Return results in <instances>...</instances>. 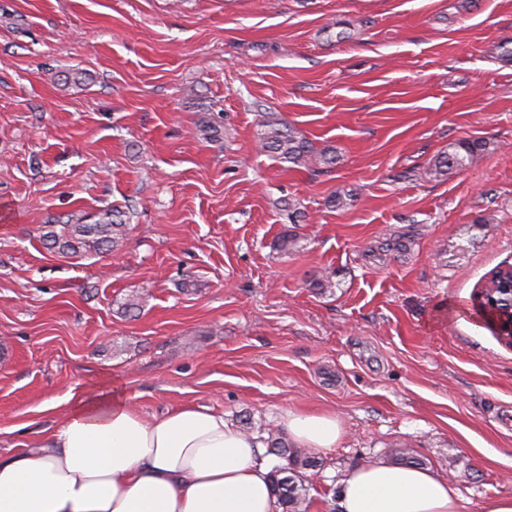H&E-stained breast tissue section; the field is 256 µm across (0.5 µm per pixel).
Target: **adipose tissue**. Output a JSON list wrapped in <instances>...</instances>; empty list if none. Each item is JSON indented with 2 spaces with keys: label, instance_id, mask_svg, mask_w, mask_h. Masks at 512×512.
I'll return each mask as SVG.
<instances>
[{
  "label": "adipose tissue",
  "instance_id": "ef3b65f1",
  "mask_svg": "<svg viewBox=\"0 0 512 512\" xmlns=\"http://www.w3.org/2000/svg\"><path fill=\"white\" fill-rule=\"evenodd\" d=\"M68 398L56 428L0 456V512H275L263 436L223 413L147 416L108 386ZM282 425L298 448L329 450L343 435L331 412L290 411ZM332 499L336 512H460L447 480L384 461L350 469Z\"/></svg>",
  "mask_w": 512,
  "mask_h": 512
}]
</instances>
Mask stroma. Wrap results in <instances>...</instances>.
<instances>
[{"label":"stroma","mask_w":512,"mask_h":512,"mask_svg":"<svg viewBox=\"0 0 512 512\" xmlns=\"http://www.w3.org/2000/svg\"><path fill=\"white\" fill-rule=\"evenodd\" d=\"M270 118L335 164L260 151ZM2 205L1 455L109 383L149 416L336 413L308 512L402 453L462 512L512 494V349L473 303L512 264V0H0ZM115 205L117 254L44 245ZM482 145L478 141L461 140L451 152H445L440 155L434 162L435 172L440 175L450 173L463 166L465 158L473 154Z\"/></svg>","instance_id":"1"}]
</instances>
